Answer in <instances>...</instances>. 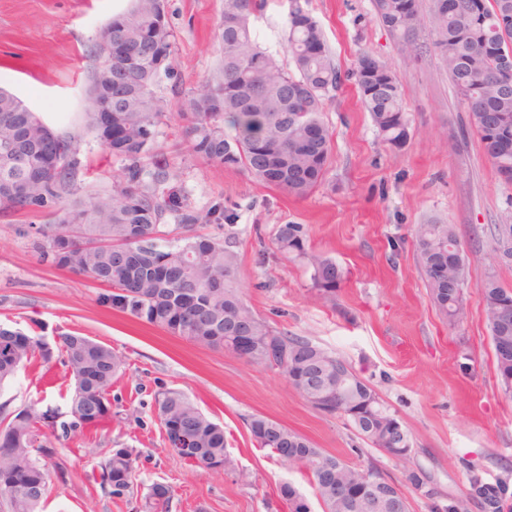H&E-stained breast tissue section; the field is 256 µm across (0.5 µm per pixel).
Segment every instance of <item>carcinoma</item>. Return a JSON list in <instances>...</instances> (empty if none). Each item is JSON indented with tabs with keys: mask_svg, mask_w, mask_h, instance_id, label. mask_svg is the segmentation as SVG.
<instances>
[{
	"mask_svg": "<svg viewBox=\"0 0 512 512\" xmlns=\"http://www.w3.org/2000/svg\"><path fill=\"white\" fill-rule=\"evenodd\" d=\"M454 3L450 11L448 0H433V45L470 111L486 156L511 184L512 74H505L502 66L504 60L512 61V23L502 25L500 15L512 13V0H484L477 11L473 0ZM266 4L267 0H224L218 25L219 68L186 99L187 111L179 117L196 158L226 169H244L283 195L303 199L322 182L329 165L331 133L321 115L343 77L321 25L307 12L298 22L286 14L293 68L264 48L253 18ZM374 7L380 22L403 39L406 54L417 51L411 41L418 23L417 0H374ZM173 38L165 0H133L128 11L108 19L101 31L95 48L99 58L108 56L111 45L125 50L112 70L93 78L90 88L93 100L112 95L111 125L103 126L97 113H87L88 130L122 162L112 193H80V142L56 132L48 148L60 153L59 162L33 171L28 165L7 166L0 160V183L23 186L17 196L0 201V214L50 216L52 223L38 230L39 250L55 266L108 286L111 292L101 295L100 301L116 311L204 347L223 348L226 336L258 339L260 345L247 362L272 371L287 363L292 386L310 403L313 383L336 389V375L329 367L346 360L272 326L248 305L236 279L237 252L224 241L192 232L201 221L229 226L235 223L234 211L216 202L201 216L183 188L171 183L175 174L157 142V127L168 114L169 101L157 88L162 78L174 74ZM366 60L368 56H362L351 73L356 92L383 141L399 148L409 137L400 82L374 58L373 70L364 72ZM47 131L24 100L0 89V146L11 141L40 146ZM168 214L183 232L173 235L165 228ZM415 238L429 297L455 327L466 314L464 290L452 292L447 283L468 284L464 259L448 263L450 248L458 245L456 231L450 224H419ZM274 243L283 258L306 262L319 300H335L343 272L332 258L306 248L301 225L279 226ZM434 267L442 269L443 280L431 278ZM479 288L497 377L503 394L512 398V383L505 379L512 370V353L499 348L502 340L512 342V291L492 275ZM36 356L47 362L58 357L67 368L72 381L69 410L64 414L33 406L12 409L10 401L0 403V512H42L50 482H67V465L43 430L59 441L112 418L109 395L122 360L111 347L76 334L50 344L0 326V389ZM349 374L338 402L344 411L360 408L370 389L354 370ZM154 403L160 424L180 430V457L207 471L235 470L224 427L184 393L161 387ZM390 417L381 403L370 417L349 415L347 420L373 447L382 449L380 427ZM247 428L254 445L276 457L285 446L293 450L288 467L311 478L323 512H345L338 491L354 482L361 469L265 416H251ZM137 458L130 448L109 450L99 474L102 496L126 501L134 497ZM324 462L332 463V470L321 472ZM469 473L471 497L480 512H505L497 489L481 482L474 468ZM278 496L289 512H310L295 485H280ZM170 498L169 489L156 484L139 508L166 512Z\"/></svg>",
	"mask_w": 512,
	"mask_h": 512,
	"instance_id": "cac0c4a2",
	"label": "carcinoma"
}]
</instances>
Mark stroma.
<instances>
[{
	"instance_id": "1",
	"label": "stroma",
	"mask_w": 512,
	"mask_h": 512,
	"mask_svg": "<svg viewBox=\"0 0 512 512\" xmlns=\"http://www.w3.org/2000/svg\"><path fill=\"white\" fill-rule=\"evenodd\" d=\"M132 0H0V87L23 99L51 127L81 141L85 191L107 193L120 162L86 129L89 88L99 64L93 46L104 23ZM419 46L407 58L401 40L378 20L372 0H308L331 56L343 73L368 55L389 65L403 89L410 136L399 149L379 136L346 82L322 115L332 135L331 164L321 186L286 197L253 176L204 162L184 143L178 118L185 95L215 74L217 25L224 0H167L174 32L175 80H162L171 113L157 140L198 212L215 202L234 209L232 228L206 225L230 239L247 302L273 326L343 357L398 416L412 454L402 463L360 438L340 415L312 407L287 377L222 349L195 345L100 302L104 288L43 260L33 242L42 214L0 217V324L55 341L79 333L103 342L123 368L112 385V418L59 441L70 475L51 484L46 512H136L102 498L99 464L111 448L140 454L138 491L170 488L169 512H287L282 483L295 484L311 512H322L308 476L254 447L246 421L264 415L350 465L376 466L400 484L410 512H431L448 497L465 498L468 470L512 486V398L497 381L483 312L481 282L495 276L512 290V262L493 248L512 224V187L486 157L479 136L440 57L429 26L431 0H418ZM286 0H270L253 22L269 50L286 56ZM179 85L180 95L170 93ZM453 225L468 267L466 317L449 327L431 302L417 259L416 225ZM283 224L302 225L308 248L331 257L345 277L334 303L316 300L304 262L283 259L273 239ZM184 392L224 427L232 472L204 471L170 450L152 413L159 387ZM71 381L63 367L34 360L0 397L13 407H65ZM421 470L424 489L406 481Z\"/></svg>"
}]
</instances>
